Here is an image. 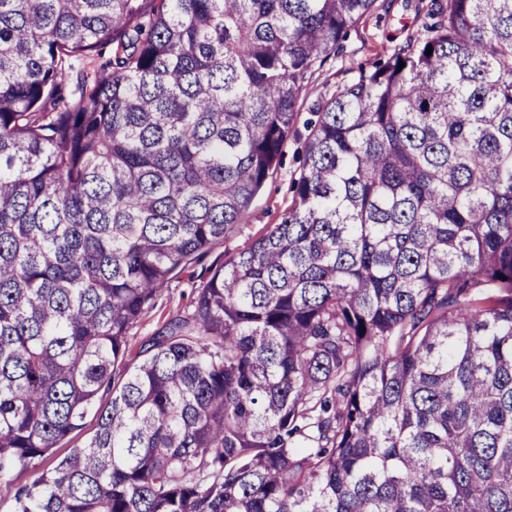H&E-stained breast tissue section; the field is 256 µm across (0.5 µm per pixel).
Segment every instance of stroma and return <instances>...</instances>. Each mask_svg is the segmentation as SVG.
Returning <instances> with one entry per match:
<instances>
[{"instance_id":"1","label":"stroma","mask_w":512,"mask_h":512,"mask_svg":"<svg viewBox=\"0 0 512 512\" xmlns=\"http://www.w3.org/2000/svg\"><path fill=\"white\" fill-rule=\"evenodd\" d=\"M429 9L430 0H381L378 10L352 28L325 63L315 68L300 104V121L284 147L283 163L267 178L245 223L238 225L223 242L217 243L207 256L177 271L160 289L154 307L129 331L132 351H139L171 317L192 310L198 288L228 255L278 223L292 202L291 185L299 174V158L307 136L305 120L337 90L357 82L372 63L387 58L395 47L422 36L425 25L432 21Z\"/></svg>"}]
</instances>
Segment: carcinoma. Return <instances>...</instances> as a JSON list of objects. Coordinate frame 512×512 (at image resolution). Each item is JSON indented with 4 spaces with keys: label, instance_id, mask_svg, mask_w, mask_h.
Masks as SVG:
<instances>
[{
    "label": "carcinoma",
    "instance_id": "cac0c4a2",
    "mask_svg": "<svg viewBox=\"0 0 512 512\" xmlns=\"http://www.w3.org/2000/svg\"><path fill=\"white\" fill-rule=\"evenodd\" d=\"M375 2L0 0L14 512H512V0H437L330 98L280 222L130 359ZM85 428L81 432H74L59 443L56 456H64L70 453L73 448H79L83 445L87 434L95 427L96 420L94 413L87 416ZM56 456L44 457L35 460L27 469L22 471L19 476V482L28 483L43 470L51 469L54 466Z\"/></svg>",
    "mask_w": 512,
    "mask_h": 512
}]
</instances>
